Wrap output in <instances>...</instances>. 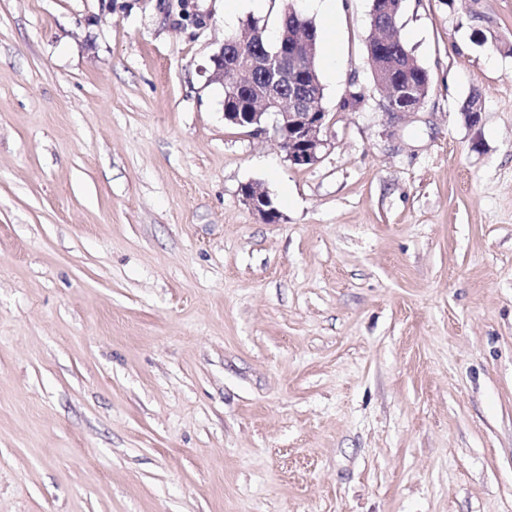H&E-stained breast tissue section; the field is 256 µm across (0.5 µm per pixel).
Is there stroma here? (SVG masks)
Returning a JSON list of instances; mask_svg holds the SVG:
<instances>
[{"mask_svg": "<svg viewBox=\"0 0 512 512\" xmlns=\"http://www.w3.org/2000/svg\"><path fill=\"white\" fill-rule=\"evenodd\" d=\"M224 2L0 0V512H512V0H404L395 123L371 0L253 10L317 27L305 167L224 119ZM402 2L403 0H372L371 19L375 17L376 20L384 22L389 32L387 39L384 40V46H380L369 39L367 45L368 58L370 59L372 51L383 50L395 63L392 78L413 91L417 100L420 98L425 100L430 92V78L425 69L418 63L412 51L397 36V22L402 12ZM388 4H392L395 7L392 14L387 10ZM373 21L374 19L371 20V25H373ZM369 63L377 86L384 97L385 93L380 75L387 67L386 56L384 53L378 52L377 59H373ZM410 96L411 93L403 88L395 90L390 101L385 96L383 102L385 113L391 117L401 116L415 111L423 104L422 100H419L417 103L410 102ZM244 185H248L249 190L241 194L242 200L253 215L265 224L278 222L280 218L274 216L276 211L272 207L268 191L252 182L245 183Z\"/></svg>", "mask_w": 512, "mask_h": 512, "instance_id": "35a3bbf8", "label": "stroma"}]
</instances>
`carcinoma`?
I'll return each mask as SVG.
<instances>
[{
    "mask_svg": "<svg viewBox=\"0 0 512 512\" xmlns=\"http://www.w3.org/2000/svg\"><path fill=\"white\" fill-rule=\"evenodd\" d=\"M403 0H372L370 16L385 23L388 29V37L385 44L380 46L369 42L367 52L383 50L390 57L395 67L392 78L413 91L416 98H426L430 92V78L425 69L418 63L416 57L397 36V22L401 14ZM301 32L310 45V65L312 73L318 74L317 58L319 54V42L317 30L312 20L300 15L298 17L284 11L281 14L279 31ZM236 38V44L224 50V69L229 70L235 66L238 60V50L252 51L256 54L257 61L261 62L269 56H273L283 49L280 41L270 42L266 34V25L255 18H247L236 31L232 33ZM266 82L258 78L254 86L242 92H232L229 87H224V111L226 112H260L262 108L259 100L263 97Z\"/></svg>",
    "mask_w": 512,
    "mask_h": 512,
    "instance_id": "1",
    "label": "carcinoma"
}]
</instances>
